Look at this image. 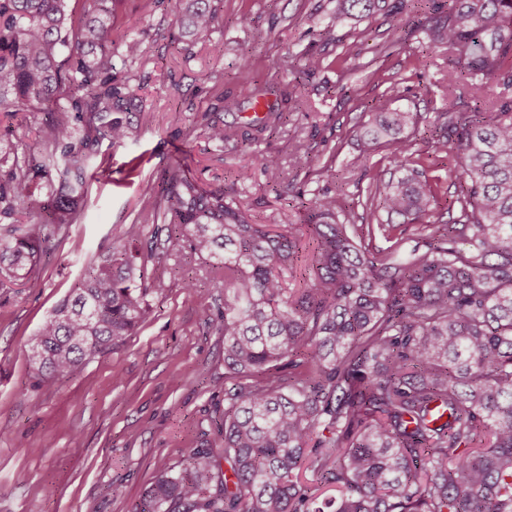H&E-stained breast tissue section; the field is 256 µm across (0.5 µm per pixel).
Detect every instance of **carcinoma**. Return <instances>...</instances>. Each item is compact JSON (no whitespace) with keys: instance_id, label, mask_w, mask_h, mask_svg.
Segmentation results:
<instances>
[{"instance_id":"cac0c4a2","label":"carcinoma","mask_w":512,"mask_h":512,"mask_svg":"<svg viewBox=\"0 0 512 512\" xmlns=\"http://www.w3.org/2000/svg\"><path fill=\"white\" fill-rule=\"evenodd\" d=\"M95 0L72 30L66 0H0V115L40 125V158L0 141V279L29 281L68 225L82 219L103 142L137 135L131 78L116 71L112 18ZM386 0H336L326 30L372 17ZM181 37L210 40V0H176ZM448 48V104L431 154L413 151L416 117L382 112L364 127L401 176L378 179L364 201L315 195L313 277L288 287L296 234L251 222L224 192L206 191L180 166L164 171L160 201L89 264L44 318L28 358L45 386L118 349L147 314V263L199 258L224 288L215 319L224 337L222 448H193L164 468L133 512H512V104L481 92L512 85V0H448V15L421 25ZM124 59L141 43L123 40ZM470 83L472 113L456 110ZM272 109L249 122L275 127ZM221 147L250 140L240 125L204 112ZM465 177L448 224H422L426 250L403 258L394 231L423 220L437 201L430 155ZM286 198L278 162L256 157ZM383 211L357 224L355 208ZM154 225L144 253L126 243ZM389 242L371 249L376 234ZM469 244L464 250L459 243ZM309 469L319 484L299 479ZM340 496L316 502L322 486Z\"/></svg>"}]
</instances>
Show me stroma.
<instances>
[{
  "instance_id": "obj_1",
  "label": "stroma",
  "mask_w": 512,
  "mask_h": 512,
  "mask_svg": "<svg viewBox=\"0 0 512 512\" xmlns=\"http://www.w3.org/2000/svg\"><path fill=\"white\" fill-rule=\"evenodd\" d=\"M389 2L402 4L403 26L380 13L328 38L336 0H212L211 41L189 46L178 39L174 0L147 16L140 0H113V37L138 18L145 50L126 66L143 100L139 136L102 147L112 179L91 181L81 223L68 227L32 282L0 288V512H131L163 467L191 449L220 446L214 421L224 410V339L212 321L224 290L201 261L192 264L194 295L183 288L178 257L149 262V311L136 334L54 385L40 384L27 350L45 316L112 244L113 226L139 219L169 166H182L204 189L223 190L256 222L284 218L300 234L301 214L276 199L260 170L237 181L255 156L278 158L305 196L355 199L375 178L397 173L386 149L365 155L358 147L371 108L415 113L422 152L447 99L469 111L467 85L448 92L447 48L416 28L433 14L429 0ZM224 96L239 104L223 112L225 122L245 123L259 100L282 109L285 121L216 150L194 119L222 112Z\"/></svg>"
}]
</instances>
